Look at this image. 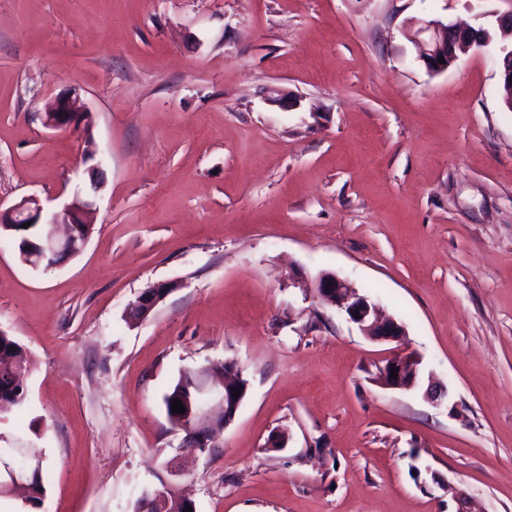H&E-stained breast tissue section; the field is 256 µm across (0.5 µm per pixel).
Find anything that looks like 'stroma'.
<instances>
[{"mask_svg":"<svg viewBox=\"0 0 512 512\" xmlns=\"http://www.w3.org/2000/svg\"><path fill=\"white\" fill-rule=\"evenodd\" d=\"M512 0H0V205L90 199L57 268L0 241V329L32 363L0 448L44 452L39 512H131L169 464L196 512H512V110L498 47L430 73L413 18ZM87 122L44 124L56 98ZM334 273L401 323L363 336ZM173 291L128 322L138 295ZM419 358L442 404L377 381ZM248 383L190 452L163 396ZM285 432V447L268 438ZM315 296L346 315L365 336L386 342H397L405 334V329L400 323L393 318H381L373 301L360 294L336 274L320 275L316 283ZM357 316H360V319H357Z\"/></svg>","mask_w":512,"mask_h":512,"instance_id":"35a3bbf8","label":"stroma"}]
</instances>
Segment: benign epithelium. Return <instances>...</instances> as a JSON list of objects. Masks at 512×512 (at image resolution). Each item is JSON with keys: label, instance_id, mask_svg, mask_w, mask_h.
<instances>
[{"label": "benign epithelium", "instance_id": "obj_1", "mask_svg": "<svg viewBox=\"0 0 512 512\" xmlns=\"http://www.w3.org/2000/svg\"><path fill=\"white\" fill-rule=\"evenodd\" d=\"M492 27L502 33L504 44L500 45L501 55L498 65L500 80L508 88L507 106L512 108V10L492 14ZM411 41L419 50V59L431 72L447 70L476 49L488 46L491 38L484 27H462L456 23L440 20H419L409 24ZM444 63H439V60ZM89 113L80 111L71 98L57 99L48 112L44 123L53 129H66L88 120ZM93 203L87 199L75 198L55 213H47L33 199H24L8 208H0V227H5L25 237L30 244V266L45 269L59 266L79 254L88 240V228L92 224ZM29 227H24V224ZM45 224H64L67 232L62 238L50 233L41 234ZM172 291L168 283L156 284L142 292L131 307L137 319L146 318L155 307ZM315 296L323 303L336 308L346 315L366 336L386 342H397L404 336L405 329L395 319L379 316L376 304L360 294L346 281L333 273H324L317 280ZM397 376L390 377L391 371ZM209 373L207 368L188 370L181 373L185 391L181 397L185 412L173 417L175 424L188 423V437L185 447L196 452L201 448H213L224 426L236 416L246 394L247 382L243 380L236 363L226 361L219 374L224 376V387L219 393L214 411L211 394L203 378ZM380 382L383 386L404 392H413L422 386L420 361L412 355L395 354L385 361L380 369ZM240 390L234 396L233 390ZM179 471L168 470L162 484L151 489L141 512H184L190 501L177 490Z\"/></svg>", "mask_w": 512, "mask_h": 512}]
</instances>
